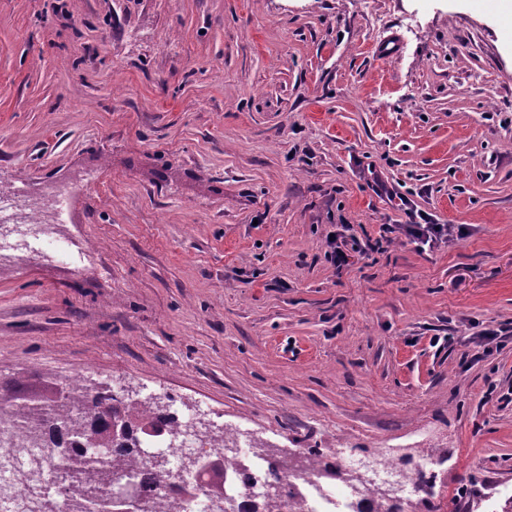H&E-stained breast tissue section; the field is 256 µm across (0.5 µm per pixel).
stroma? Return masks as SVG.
I'll list each match as a JSON object with an SVG mask.
<instances>
[{"label": "stroma", "mask_w": 512, "mask_h": 512, "mask_svg": "<svg viewBox=\"0 0 512 512\" xmlns=\"http://www.w3.org/2000/svg\"><path fill=\"white\" fill-rule=\"evenodd\" d=\"M497 2L0 0V189L77 188L66 258L0 262V394L79 375L279 453L432 455L419 512H502L512 14ZM417 214L464 235L383 239ZM330 235L362 246L343 268ZM484 330L498 349L469 358Z\"/></svg>", "instance_id": "35a3bbf8"}]
</instances>
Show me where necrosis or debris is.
<instances>
[{"label": "necrosis or debris", "mask_w": 512, "mask_h": 512, "mask_svg": "<svg viewBox=\"0 0 512 512\" xmlns=\"http://www.w3.org/2000/svg\"><path fill=\"white\" fill-rule=\"evenodd\" d=\"M71 193L70 184L54 185L48 203L37 206L30 203L27 190L15 187L0 191V258L23 252L31 238L49 243L60 241L62 213ZM175 421L179 435L165 449L173 464L170 486L185 488L184 502L194 512H211L212 506L206 479L179 466L182 455L188 451L227 455L224 492L233 499L236 512H257L273 484L279 481L297 486L302 512H410L417 474L433 470L437 463L435 457H422L410 474L387 449L360 457L349 449L336 448L333 456L352 477L332 487L323 465H316L305 479L295 463L271 474L262 455L243 467L233 457L232 447L223 445L213 435L191 430L190 421L184 416H176ZM49 464L42 442L23 439L20 426L10 413L0 414V504L13 512L14 508L48 495Z\"/></svg>", "instance_id": "obj_1"}]
</instances>
